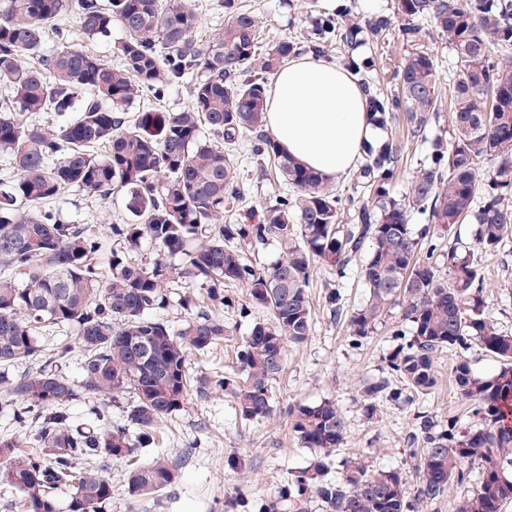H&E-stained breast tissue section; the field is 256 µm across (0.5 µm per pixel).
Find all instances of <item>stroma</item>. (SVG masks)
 Wrapping results in <instances>:
<instances>
[{"instance_id": "obj_1", "label": "stroma", "mask_w": 512, "mask_h": 512, "mask_svg": "<svg viewBox=\"0 0 512 512\" xmlns=\"http://www.w3.org/2000/svg\"><path fill=\"white\" fill-rule=\"evenodd\" d=\"M253 10L267 42L283 38L304 41L310 14L334 12L341 0H238ZM452 114L442 111L439 123L428 127L426 140L408 139L401 124H394L392 133L400 139L407 156L400 179L391 194L402 198L421 160L428 153V138L450 130ZM239 172L245 188V199L235 204L225 221H236L240 213L261 212L275 184L271 177H259L256 166L245 149H238ZM55 210L69 224L95 225L104 237L105 249H112L108 226L130 220L131 215L121 199L103 204L70 191L55 202ZM487 311L499 326L512 332V237L499 251L484 255ZM339 289L346 311L360 308L367 290L359 278L357 264H350L344 278L334 270L317 266L308 289L313 312V328L303 344L289 345L285 371L273 383L277 411L272 419L259 423L241 421L235 414L232 399L217 392L201 398L189 395L184 407L166 421L154 449L155 454L178 461L175 485L159 494L139 500L132 499L125 484V465H113L112 501L106 512H224V502L235 493L260 503L275 495L287 481L290 471L307 466L313 450L300 447L285 414L288 405L313 404L323 399L336 401L347 425L343 448L332 454L333 463H340L349 453L363 456L369 469H399L408 484L418 477L409 457L408 436L418 413L428 412L442 418H453L460 424L472 422L469 402L454 389L450 376V356H442L437 365L439 383L428 395L401 406L381 401L374 416H366L362 388L366 380L385 373L384 355L397 341L396 331L408 330L403 321L401 305L392 306L371 338L355 341L346 321L333 319L323 296L327 288ZM231 334L224 344L207 355H193L189 365L194 372H231L234 348L246 336L252 320L240 317L237 311L224 314ZM244 460V468L230 464L231 458Z\"/></svg>"}]
</instances>
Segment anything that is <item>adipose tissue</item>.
Segmentation results:
<instances>
[{"mask_svg":"<svg viewBox=\"0 0 512 512\" xmlns=\"http://www.w3.org/2000/svg\"><path fill=\"white\" fill-rule=\"evenodd\" d=\"M266 128L285 154L328 180L352 171L365 145L381 137L349 69L314 55L291 60L277 73Z\"/></svg>","mask_w":512,"mask_h":512,"instance_id":"adipose-tissue-1","label":"adipose tissue"}]
</instances>
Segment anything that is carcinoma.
<instances>
[{
  "label": "carcinoma",
  "mask_w": 512,
  "mask_h": 512,
  "mask_svg": "<svg viewBox=\"0 0 512 512\" xmlns=\"http://www.w3.org/2000/svg\"><path fill=\"white\" fill-rule=\"evenodd\" d=\"M352 9L342 3L334 14L311 17L305 47L285 38L262 51L257 15L234 0H224V26L204 41L188 0H0V83L9 90L0 99V406L25 431L0 438V486L15 492L24 512H58L63 488L71 489L68 512H104L114 461L130 464L134 499L172 486L177 469L168 459L133 458L191 391L230 395L245 422L271 418L272 382L284 371L287 344L312 332L311 271L322 264L342 278L364 250L368 299L348 319L352 335L371 337L399 301L411 325L384 357L390 377L363 388L367 414L374 416L382 396L400 403L429 394L448 352L450 378L473 405L476 424L416 415L409 443L419 482L410 492L400 472L370 470L357 456L325 478L326 458L346 442L342 411L330 399L290 405L298 443L323 455L289 473L258 512H294L310 499L325 512H415L414 503H434L473 479L477 488L457 512H502L512 503V333L487 313L478 259L512 234V206L504 204L512 194V0H393L388 12L355 18ZM70 19L76 37L64 27ZM115 25L124 33L117 67L87 47ZM396 26L414 49L388 92L368 76L373 55L357 50ZM430 29L452 53V134L431 141L402 199L390 193L401 146L367 145L353 183L364 197H348L343 230L342 197L281 153L265 129L268 80L304 49H336L357 76L372 121L385 128L402 112L419 138L439 120L436 63L422 44ZM50 30L57 45L49 51ZM188 79L190 107L129 114L134 102ZM244 140L259 175L274 166L289 191L269 198L257 222L224 224L230 205L243 199L235 150ZM70 190L99 201L126 198L131 220L109 225L117 248L106 271L93 225L65 224L49 208ZM412 212L424 221L418 230L409 224ZM468 217L475 225L468 253L452 244L435 256L434 236L454 233ZM145 238L157 247L149 262L135 256ZM271 239L282 250L272 267L246 257ZM179 284L201 293L179 296L188 317L175 324L163 315ZM229 285L246 288L241 317L255 310L269 317L254 318L232 372L194 376L188 355L208 354L230 335L216 313L235 307L224 294ZM60 328L74 339L41 343ZM475 346L497 359L493 374L473 368L467 353ZM76 350L79 385L62 371ZM24 363L28 371L17 373ZM82 392L100 400L84 426L69 413Z\"/></svg>",
  "instance_id": "obj_1"
}]
</instances>
